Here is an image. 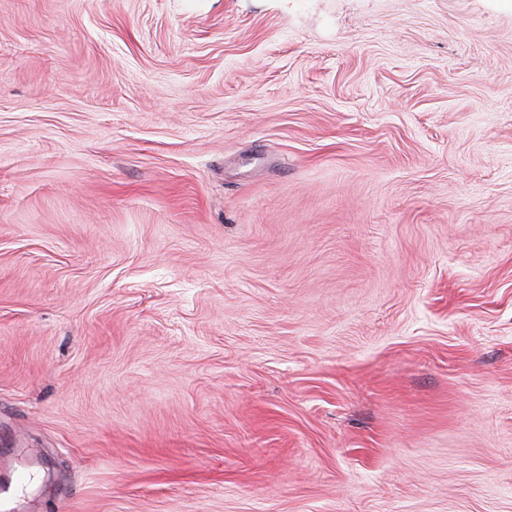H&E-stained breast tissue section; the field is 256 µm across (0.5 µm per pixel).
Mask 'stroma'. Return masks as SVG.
<instances>
[{
	"label": "stroma",
	"mask_w": 512,
	"mask_h": 512,
	"mask_svg": "<svg viewBox=\"0 0 512 512\" xmlns=\"http://www.w3.org/2000/svg\"><path fill=\"white\" fill-rule=\"evenodd\" d=\"M0 512H512V0H0Z\"/></svg>",
	"instance_id": "stroma-1"
}]
</instances>
